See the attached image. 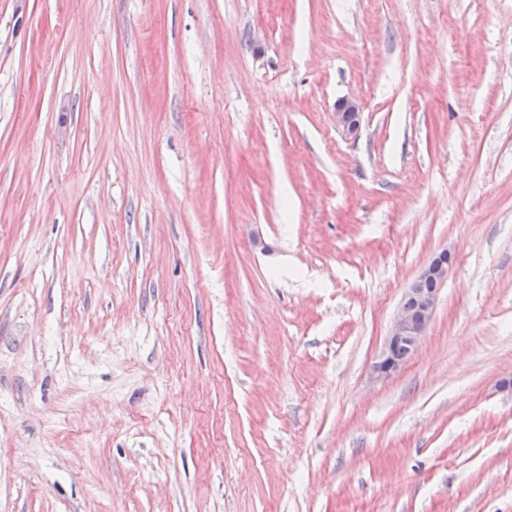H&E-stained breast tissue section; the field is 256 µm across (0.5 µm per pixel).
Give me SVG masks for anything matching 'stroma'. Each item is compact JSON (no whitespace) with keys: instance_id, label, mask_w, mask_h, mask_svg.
<instances>
[{"instance_id":"1","label":"stroma","mask_w":512,"mask_h":512,"mask_svg":"<svg viewBox=\"0 0 512 512\" xmlns=\"http://www.w3.org/2000/svg\"><path fill=\"white\" fill-rule=\"evenodd\" d=\"M509 379L512 0H0V512H512ZM360 105L356 100L343 99L336 103V124L350 132L357 130L359 125ZM456 264V254L443 250L422 270L420 275L407 288L399 311L391 325L389 335L378 360L373 365L377 377H386L400 369L410 355L419 349L435 313L438 290L436 285L426 284L434 281L442 284L448 278L449 271ZM399 346H405L406 349Z\"/></svg>"}]
</instances>
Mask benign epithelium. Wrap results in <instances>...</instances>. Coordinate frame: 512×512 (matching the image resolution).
<instances>
[{"label":"benign epithelium","mask_w":512,"mask_h":512,"mask_svg":"<svg viewBox=\"0 0 512 512\" xmlns=\"http://www.w3.org/2000/svg\"><path fill=\"white\" fill-rule=\"evenodd\" d=\"M359 112L360 105L357 101H338L335 112L336 124L350 132L356 131L359 125ZM455 264L456 254L450 250H443L424 267L407 288L384 348L373 365V373L376 376L386 377L404 365V361L396 354L398 347H406L412 355L417 352L434 316L438 299V289L428 288L426 284L431 281L444 283Z\"/></svg>","instance_id":"7a95c632"}]
</instances>
